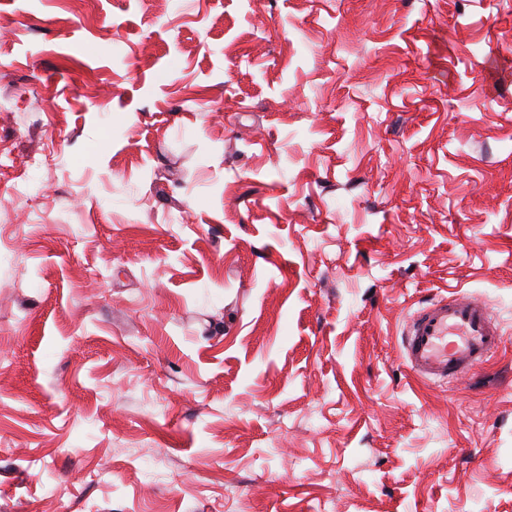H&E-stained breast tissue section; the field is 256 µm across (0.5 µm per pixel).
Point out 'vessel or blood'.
Returning a JSON list of instances; mask_svg holds the SVG:
<instances>
[{
  "mask_svg": "<svg viewBox=\"0 0 512 512\" xmlns=\"http://www.w3.org/2000/svg\"><path fill=\"white\" fill-rule=\"evenodd\" d=\"M503 330L488 305L456 293L419 307L403 332V358L411 371L447 388L494 357Z\"/></svg>",
  "mask_w": 512,
  "mask_h": 512,
  "instance_id": "vessel-or-blood-1",
  "label": "vessel or blood"
}]
</instances>
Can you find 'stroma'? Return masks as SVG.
<instances>
[{"label":"stroma","mask_w":512,"mask_h":512,"mask_svg":"<svg viewBox=\"0 0 512 512\" xmlns=\"http://www.w3.org/2000/svg\"><path fill=\"white\" fill-rule=\"evenodd\" d=\"M0 512H512V0H0ZM503 330L488 305L455 293L419 307L403 332V358L411 371L443 391L494 357Z\"/></svg>","instance_id":"stroma-1"}]
</instances>
